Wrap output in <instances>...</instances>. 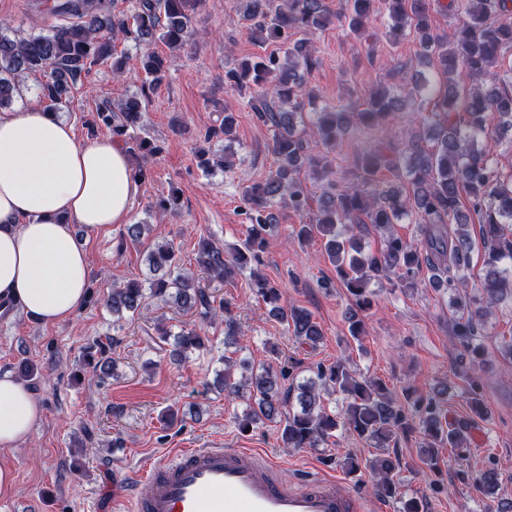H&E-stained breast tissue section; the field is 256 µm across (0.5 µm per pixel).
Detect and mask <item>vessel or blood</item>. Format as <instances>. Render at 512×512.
Here are the masks:
<instances>
[{
  "label": "vessel or blood",
  "instance_id": "obj_1",
  "mask_svg": "<svg viewBox=\"0 0 512 512\" xmlns=\"http://www.w3.org/2000/svg\"><path fill=\"white\" fill-rule=\"evenodd\" d=\"M275 464L248 448L180 450L148 474L118 477L128 512H372L373 503L343 490L332 474L299 485L274 480Z\"/></svg>",
  "mask_w": 512,
  "mask_h": 512
}]
</instances>
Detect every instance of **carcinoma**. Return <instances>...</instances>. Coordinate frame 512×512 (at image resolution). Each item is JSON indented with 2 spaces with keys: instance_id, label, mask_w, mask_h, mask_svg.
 <instances>
[{
  "instance_id": "obj_1",
  "label": "carcinoma",
  "mask_w": 512,
  "mask_h": 512,
  "mask_svg": "<svg viewBox=\"0 0 512 512\" xmlns=\"http://www.w3.org/2000/svg\"><path fill=\"white\" fill-rule=\"evenodd\" d=\"M374 2L340 0L338 9L332 11L325 0H244L251 33H259L262 42L274 43L277 49L227 70L224 83L247 94L257 121L274 131L271 150L278 166L244 191L250 223L245 240L230 252L209 239L199 240L195 248L197 274L182 266L173 244L152 245L147 263L153 277L145 283L132 280L115 286L104 299L114 322L134 318L148 301L157 299L203 320L222 317L224 347H233L240 335L238 323L224 302H215L203 281L207 277L232 282L247 274L256 293L269 305V314L284 323L297 341L316 346L323 333L312 314L285 305L278 285L258 271L267 246L266 229L278 223L275 205L283 199L300 215L316 212L315 223L300 225L297 237L306 241L317 234L325 239V255L358 309L349 317L353 339L359 341L364 335L358 313L372 305L370 285L374 280L394 276L396 287L412 290L427 267L448 272V277L434 279L433 287L447 292L456 310L467 313L455 323V336L470 351L478 350L476 341L482 335L487 309L512 300V232H506V225L512 224V180L501 175L490 157L499 130H512V77L495 70L502 52L512 49V24L499 20L501 13L512 12V0H384L390 20L387 41L396 45L413 33L419 56L434 59L439 70L438 83L431 87L436 111L418 131L405 135L402 152L377 138L375 132L400 110L403 99L384 89L372 93L358 112L317 106L318 93L307 87V76L318 63L315 50L310 40L294 38L298 31L313 35L334 24L363 36L371 28ZM200 3L137 0L131 15L120 16L111 11L113 0H54V13L75 16L81 22L57 25L25 38H12L0 29V109L12 103L20 82L29 74L43 76L38 100L53 112L67 105L71 86L90 64L110 60L113 77L122 78L125 62L114 59L113 53L118 36L132 35L141 43L158 38L181 46L189 35L191 13ZM434 11L457 18L452 32L433 33ZM168 68L167 58L144 53L143 99L159 86ZM488 112L500 117L494 130L485 125ZM141 118L142 99L132 97L100 108L95 123L126 143L130 132L141 128ZM354 118L366 137L354 160L356 182L345 188L329 182L315 201L306 176L319 174L328 160L314 153V146L335 145ZM234 129L235 117L226 112L219 124L208 128L205 140H225ZM386 171L410 189L385 179ZM463 192L478 217L485 268L472 294L466 291L464 277L451 274L467 266L475 247L469 217L461 209ZM411 214L424 227V239L416 245L392 231V225ZM451 221L456 230L450 235L447 224ZM370 230L379 234L382 245L378 251L364 252L357 234ZM161 340L172 341L169 358L174 363L205 348V337L193 329L175 336L164 329ZM95 346L105 376L114 368L111 344L99 339ZM291 375L286 366H256L247 358L234 361L226 356L224 369L216 374L212 386L227 397L245 401L246 409L238 418L240 431H252L269 421L276 424L285 448H317L339 428L352 431L374 448H388L397 430L411 427L383 381L356 375L343 362L320 366L315 377L287 387L285 381ZM322 391L344 396L341 411L321 405ZM447 394L448 387L442 386L426 403L415 406L424 435L421 454L430 467L437 465L438 449L467 447L472 429L470 420L446 419L442 401ZM397 466V460L384 453L372 461L374 494L402 502L399 512H422L416 500H402L392 478ZM498 483L499 474L491 466L476 480L477 488L486 495L493 493Z\"/></svg>"
}]
</instances>
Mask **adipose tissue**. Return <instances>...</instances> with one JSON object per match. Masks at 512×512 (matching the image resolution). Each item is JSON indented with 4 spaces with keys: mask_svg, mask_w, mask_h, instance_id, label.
Masks as SVG:
<instances>
[{
    "mask_svg": "<svg viewBox=\"0 0 512 512\" xmlns=\"http://www.w3.org/2000/svg\"><path fill=\"white\" fill-rule=\"evenodd\" d=\"M140 185L123 146L79 142L72 125L28 105L0 115V301L41 323H64L87 299L90 252L76 239L125 223ZM42 416L33 391L0 373V450Z\"/></svg>",
    "mask_w": 512,
    "mask_h": 512,
    "instance_id": "obj_1",
    "label": "adipose tissue"
}]
</instances>
